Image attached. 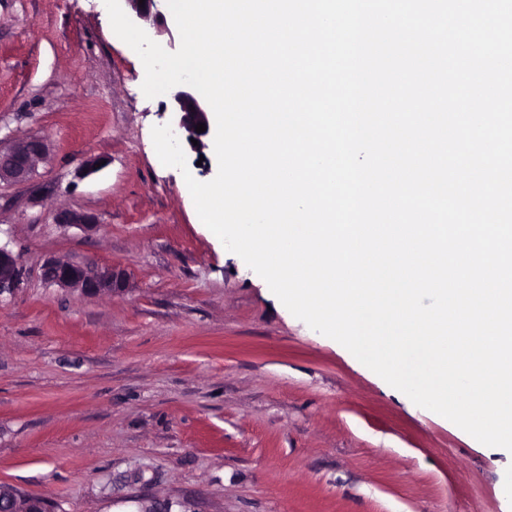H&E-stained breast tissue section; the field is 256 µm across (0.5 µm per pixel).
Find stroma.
<instances>
[{
    "mask_svg": "<svg viewBox=\"0 0 512 512\" xmlns=\"http://www.w3.org/2000/svg\"><path fill=\"white\" fill-rule=\"evenodd\" d=\"M104 0H0V144L48 152L0 185V485L53 512H512V453L415 405L294 317L200 220L151 131ZM106 165L82 176L86 157ZM94 215L91 231L57 211ZM127 291L48 284V259ZM21 268L18 255L1 245L0 242V295L19 287Z\"/></svg>",
    "mask_w": 512,
    "mask_h": 512,
    "instance_id": "obj_1",
    "label": "stroma"
}]
</instances>
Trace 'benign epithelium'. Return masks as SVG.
Here are the masks:
<instances>
[{
    "instance_id": "1",
    "label": "benign epithelium",
    "mask_w": 512,
    "mask_h": 512,
    "mask_svg": "<svg viewBox=\"0 0 512 512\" xmlns=\"http://www.w3.org/2000/svg\"><path fill=\"white\" fill-rule=\"evenodd\" d=\"M172 122L175 127L203 144L209 131L196 132L199 123L210 126L209 115L202 99L190 89L173 94ZM46 144L40 137H30L12 147L0 149V183L25 180L33 171L36 162L45 154ZM56 223L84 229L95 226L94 216L72 211H60ZM44 279L60 288H76L87 295L121 292L128 287L125 271L117 266L93 269L81 264L49 259L43 265ZM21 268L18 255L0 245V295L19 287Z\"/></svg>"
}]
</instances>
